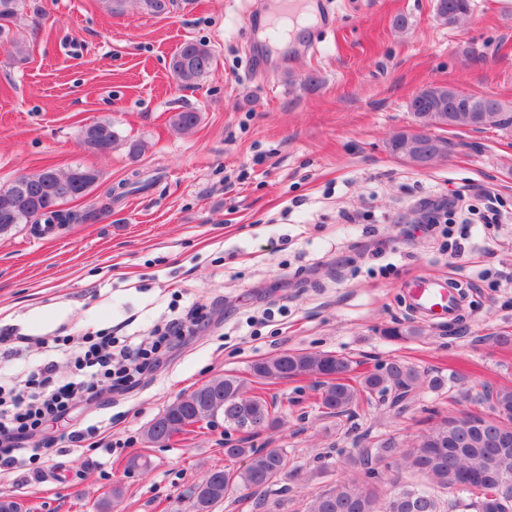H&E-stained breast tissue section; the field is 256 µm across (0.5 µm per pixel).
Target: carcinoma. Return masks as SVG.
Returning <instances> with one entry per match:
<instances>
[{"instance_id": "carcinoma-1", "label": "carcinoma", "mask_w": 512, "mask_h": 512, "mask_svg": "<svg viewBox=\"0 0 512 512\" xmlns=\"http://www.w3.org/2000/svg\"><path fill=\"white\" fill-rule=\"evenodd\" d=\"M150 15L170 13L174 0H138ZM26 0H0V46H8L22 57L25 46L13 35V26L22 18ZM471 0H436V16L453 25L467 16ZM213 53L201 41L183 43L172 56L170 68L175 78L186 86L196 84L211 68ZM460 92L452 87L434 85L415 94L409 109L418 124L432 127H469L480 129L496 126L512 127V113L485 95H471L459 101ZM199 113L177 112L171 117L174 130L186 133L199 123ZM118 134L109 122H95L87 127L81 146L91 152L112 150ZM393 154L409 161L415 150V133L399 132L389 142ZM100 179L93 168L76 165L65 171L48 167L33 174L15 178L8 189L0 186V237L12 234L21 224H66L73 215L59 209L62 201L90 193ZM351 361L325 352L286 351L276 357L262 359L252 365L253 376L261 381L298 376H317L322 388L317 400L321 413L339 418L362 403L392 396L397 403L404 400L421 381L420 370L402 360H394L384 368L350 382ZM465 399L488 406L490 412L504 417V425L512 428V387L487 388ZM250 417L258 431L274 427L281 421L274 402L259 388H246L234 375L216 377L171 404L145 431L151 443L162 442L184 433L199 422H210L221 416L224 423L238 428V416ZM481 418L469 412L448 418L440 426L422 436L424 451L401 449L389 439L377 443L376 462L359 459L361 479L344 481L336 489L315 498L310 512H512V444L503 448L495 427L482 430L472 426ZM224 456L233 461L246 460L237 469H218L201 483L209 489L193 500L194 512H209L234 489L250 494L286 479L288 456L281 448L255 451L241 444L224 448ZM387 459L426 480V485L402 484L388 498L381 500L367 484L380 477L376 464ZM450 498H443L444 494Z\"/></svg>"}]
</instances>
